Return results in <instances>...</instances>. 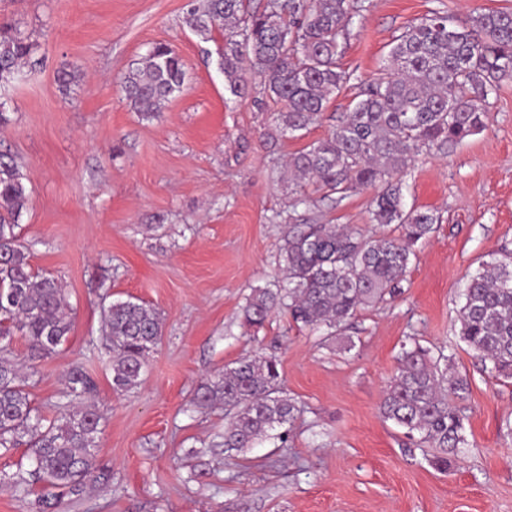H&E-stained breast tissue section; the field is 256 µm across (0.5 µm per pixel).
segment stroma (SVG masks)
<instances>
[{
	"instance_id": "1",
	"label": "stroma",
	"mask_w": 512,
	"mask_h": 512,
	"mask_svg": "<svg viewBox=\"0 0 512 512\" xmlns=\"http://www.w3.org/2000/svg\"><path fill=\"white\" fill-rule=\"evenodd\" d=\"M189 0H0L33 45L27 77L0 88V152L17 161L29 193L18 223L35 270L63 288L68 343L12 356L50 421L71 369L92 378L100 416L94 450L108 483L62 499L61 512H512V379L485 369L460 338L470 275L512 252V80L487 100L485 129L421 154L401 175L405 207L440 216L419 241L400 295L356 313L339 331L312 332L274 310L256 333L243 327L246 297L281 282L292 224H344L365 237L397 236L371 221L373 190L346 197L312 191L293 206L288 157L324 138L355 103L360 82L383 74L394 36L424 16L456 19L512 0H360L339 59L351 75L322 119L298 137H271L264 79L251 97L224 87L217 50L184 17ZM169 45L186 71L182 93L153 120L132 110L123 74L148 49ZM75 74L69 88L60 66ZM134 298L155 308L162 340L140 386L112 388L102 306ZM442 352L466 375L458 405L466 443L448 467L379 413L403 344ZM278 362L298 408L288 443L243 455L218 442L224 408L193 404L197 387L240 358Z\"/></svg>"
}]
</instances>
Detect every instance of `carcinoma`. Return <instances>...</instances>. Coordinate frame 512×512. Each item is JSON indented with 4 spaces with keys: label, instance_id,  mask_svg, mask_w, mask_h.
Instances as JSON below:
<instances>
[{
    "label": "carcinoma",
    "instance_id": "obj_1",
    "mask_svg": "<svg viewBox=\"0 0 512 512\" xmlns=\"http://www.w3.org/2000/svg\"><path fill=\"white\" fill-rule=\"evenodd\" d=\"M354 11L355 0H267L264 9L253 11L246 0H192L185 22L201 36L229 28L217 59L226 89L242 98L251 75L267 78L268 95L279 105L276 131L286 136L319 121L351 80L338 58ZM31 49L21 32L0 23V87L21 78ZM385 71L387 76L361 86L358 101L325 138L289 157L288 171L295 178L297 204L306 202L310 184L342 197L381 186L372 221L400 225L402 237L367 239L336 224L289 225L282 286L254 290L244 307V325L253 332L276 307L311 330L337 332L360 308L401 293L413 246L436 231L439 216L405 209L397 176L421 152L445 153L482 130L488 94L512 79V10H484L459 21L433 12L394 37ZM184 83L180 57L158 44L127 71L122 90L132 109L151 119ZM27 202L18 164L0 154V343L10 342L17 330L27 338L30 357L40 358L67 340L72 321L58 281L34 271L16 232ZM464 299L462 340L496 376L512 379V253L499 254L470 276ZM103 322L113 387L131 391L159 342L160 315L142 301L115 299L103 306ZM443 363L447 356L434 357L417 344L403 350L379 411L436 449V465L446 468L465 444L456 400L468 381ZM279 378L276 360L252 356L198 387L196 406L224 404V453H244L272 438L286 444L284 427L294 421L297 407L283 395ZM69 383L78 397L93 390L91 378L79 369L70 372ZM98 425L90 403L60 422L43 424L18 363L0 346V451H10L26 436L33 454V468L4 476L1 487L26 493L42 482L77 496L87 483L109 480L93 464Z\"/></svg>",
    "mask_w": 512,
    "mask_h": 512
}]
</instances>
